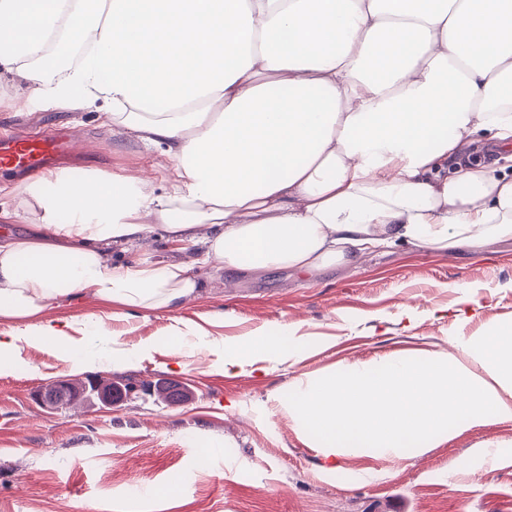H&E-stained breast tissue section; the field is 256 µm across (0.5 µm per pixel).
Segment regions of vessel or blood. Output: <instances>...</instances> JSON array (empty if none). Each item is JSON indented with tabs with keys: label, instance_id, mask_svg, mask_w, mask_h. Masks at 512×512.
<instances>
[{
	"label": "vessel or blood",
	"instance_id": "obj_1",
	"mask_svg": "<svg viewBox=\"0 0 512 512\" xmlns=\"http://www.w3.org/2000/svg\"><path fill=\"white\" fill-rule=\"evenodd\" d=\"M68 148L65 139L52 133L0 134V169L37 173Z\"/></svg>",
	"mask_w": 512,
	"mask_h": 512
}]
</instances>
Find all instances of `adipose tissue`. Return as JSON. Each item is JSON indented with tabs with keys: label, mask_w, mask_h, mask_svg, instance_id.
Returning a JSON list of instances; mask_svg holds the SVG:
<instances>
[{
	"label": "adipose tissue",
	"mask_w": 512,
	"mask_h": 512,
	"mask_svg": "<svg viewBox=\"0 0 512 512\" xmlns=\"http://www.w3.org/2000/svg\"><path fill=\"white\" fill-rule=\"evenodd\" d=\"M75 61L48 76L55 49ZM0 71L23 94L84 109L161 149L153 175L39 176L0 220V375L21 344L61 345L74 366L93 322L49 316L88 296L176 310L202 286L180 259L113 262L110 244L162 231L203 245L216 272L359 268L380 250L451 254L512 240V0H0ZM223 368L303 351L288 329L213 341Z\"/></svg>",
	"instance_id": "adipose-tissue-1"
}]
</instances>
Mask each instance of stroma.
<instances>
[{
  "label": "stroma",
  "mask_w": 512,
  "mask_h": 512,
  "mask_svg": "<svg viewBox=\"0 0 512 512\" xmlns=\"http://www.w3.org/2000/svg\"><path fill=\"white\" fill-rule=\"evenodd\" d=\"M1 128L69 129L78 153L68 166L151 169L165 185L160 149L106 124L97 109L25 103L5 78ZM112 256L130 265L182 257L206 288L175 311L114 316L81 297L54 316L95 318L124 350L196 326L232 338L289 324L304 356L227 373L210 350L158 349L135 368L96 369L138 385L127 402L52 409L39 393L87 373L56 351L23 347L0 375V512H512V421L464 427L425 448L329 458L282 410L298 380L357 361L438 353L479 371L457 339L512 322L511 240L455 255L378 253L355 271L273 269L234 280L194 263L193 251L156 241L113 247ZM163 383L179 385L186 400L163 403L154 391ZM218 445L222 455H206Z\"/></svg>",
  "instance_id": "35a3bbf8"
}]
</instances>
